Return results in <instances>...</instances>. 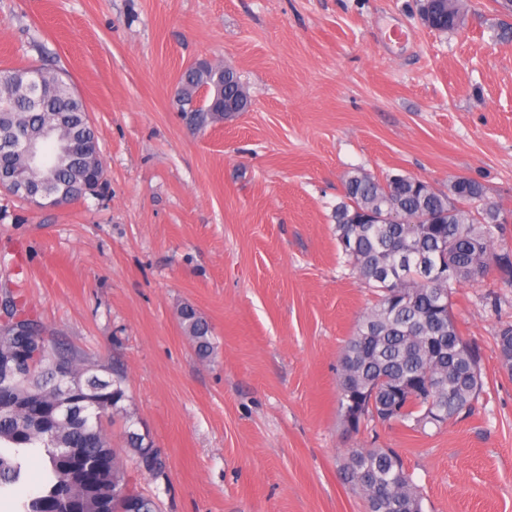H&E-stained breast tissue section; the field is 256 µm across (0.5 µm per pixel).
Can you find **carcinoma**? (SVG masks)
<instances>
[{
    "mask_svg": "<svg viewBox=\"0 0 512 512\" xmlns=\"http://www.w3.org/2000/svg\"><path fill=\"white\" fill-rule=\"evenodd\" d=\"M462 0H418L429 28L452 30L461 22ZM228 97L249 99L230 67L193 64L181 74L175 98L194 124L224 114L214 95L202 105V85ZM29 136L45 164L0 146V170L49 190L67 204L97 194L103 165L88 146L98 141L82 100L50 61L0 69V142ZM391 213V222L365 220ZM343 264L371 289L374 302L359 317L341 356L338 404L347 431L382 423L414 431L439 428L470 411L483 391L479 352L460 335L451 308L457 287L490 273L512 284V248L504 244L506 214L486 201L484 186L459 176L444 193L419 179L380 180L356 169L344 179V195L332 208ZM440 263L429 277L422 265ZM25 285L0 290V495L22 482L27 456L45 461L37 493L15 512H159L129 471L160 479L167 454L139 429L123 377L44 335L27 307ZM181 324L197 355L214 352L210 328L191 307ZM496 345L512 375V320L500 323ZM123 423V446H112L108 421ZM345 469L372 512H423L419 486L397 453L387 448L346 449Z\"/></svg>",
    "mask_w": 512,
    "mask_h": 512,
    "instance_id": "cac0c4a2",
    "label": "carcinoma"
}]
</instances>
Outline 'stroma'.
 Returning a JSON list of instances; mask_svg holds the SVG:
<instances>
[{
  "instance_id": "1",
  "label": "stroma",
  "mask_w": 512,
  "mask_h": 512,
  "mask_svg": "<svg viewBox=\"0 0 512 512\" xmlns=\"http://www.w3.org/2000/svg\"><path fill=\"white\" fill-rule=\"evenodd\" d=\"M460 26H424L416 0H0V68L53 57L85 103L101 194L38 208L0 192V283L26 280L46 335L119 366L131 408L170 458L138 477L162 512H367L352 445L390 448L424 512H512V376L495 335L512 287L457 288L480 352L470 415L421 434H348L341 351L372 299L340 262L330 214L347 172L447 191L481 182L512 211V24L466 0ZM399 27L406 41L387 40ZM229 65L249 111L195 129L181 72ZM208 321L199 359L179 314Z\"/></svg>"
}]
</instances>
